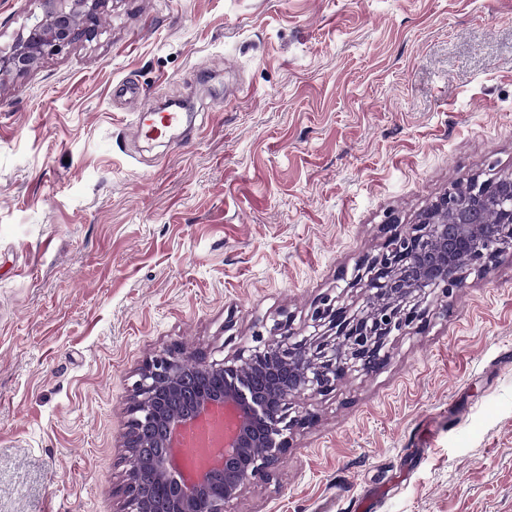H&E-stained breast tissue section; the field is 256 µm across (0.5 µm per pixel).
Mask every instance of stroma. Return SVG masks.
I'll list each match as a JSON object with an SVG mask.
<instances>
[{"instance_id": "stroma-1", "label": "stroma", "mask_w": 512, "mask_h": 512, "mask_svg": "<svg viewBox=\"0 0 512 512\" xmlns=\"http://www.w3.org/2000/svg\"><path fill=\"white\" fill-rule=\"evenodd\" d=\"M39 0H0V45ZM185 104L163 140L136 105ZM512 172V0H109L0 81V512H125L147 359L362 305L360 261ZM228 512H512V251L430 298Z\"/></svg>"}]
</instances>
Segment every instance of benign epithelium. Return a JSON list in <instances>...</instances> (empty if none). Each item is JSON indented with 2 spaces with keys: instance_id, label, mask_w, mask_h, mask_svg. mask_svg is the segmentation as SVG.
Wrapping results in <instances>:
<instances>
[{
  "instance_id": "obj_1",
  "label": "benign epithelium",
  "mask_w": 512,
  "mask_h": 512,
  "mask_svg": "<svg viewBox=\"0 0 512 512\" xmlns=\"http://www.w3.org/2000/svg\"><path fill=\"white\" fill-rule=\"evenodd\" d=\"M108 0H41L42 14L6 47L0 77L25 75L49 55L99 33ZM512 249V174L448 188L415 224L391 235L364 260L366 297L355 311L326 302L312 318L323 332L298 336L279 322L262 344L223 360L201 362L184 350L154 357L140 369L128 412L125 447L135 465L125 494L133 512H226L257 477L269 475L288 449L296 397L323 395L351 371L368 372L388 357L389 341L429 313L430 295L483 272ZM238 425L219 467L185 476L172 467L181 428L217 408Z\"/></svg>"
}]
</instances>
